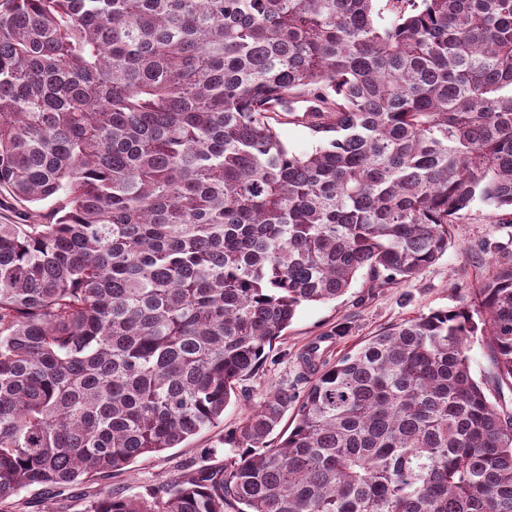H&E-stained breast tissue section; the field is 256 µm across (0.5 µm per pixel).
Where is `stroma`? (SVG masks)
<instances>
[{
  "instance_id": "stroma-1",
  "label": "stroma",
  "mask_w": 512,
  "mask_h": 512,
  "mask_svg": "<svg viewBox=\"0 0 512 512\" xmlns=\"http://www.w3.org/2000/svg\"><path fill=\"white\" fill-rule=\"evenodd\" d=\"M490 244L495 247L491 253L486 250ZM504 256H512V213L474 201L462 220L451 225L447 253L420 274L373 290L360 278L336 300L301 306L263 364L238 385L217 426L202 430L180 447L144 455L106 478L58 488H28L1 503L0 512H86L98 493L119 488L138 496L176 477L183 464L222 465L230 453L223 437L239 428L273 387L287 386L299 396L306 392L309 382L297 360L304 346L326 338L328 356L335 359L390 325L437 310L473 306L482 283ZM340 325L346 326L345 335H336Z\"/></svg>"
}]
</instances>
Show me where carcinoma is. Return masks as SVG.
Segmentation results:
<instances>
[{
    "instance_id": "1",
    "label": "carcinoma",
    "mask_w": 512,
    "mask_h": 512,
    "mask_svg": "<svg viewBox=\"0 0 512 512\" xmlns=\"http://www.w3.org/2000/svg\"><path fill=\"white\" fill-rule=\"evenodd\" d=\"M0 194L2 502L179 447L302 305L512 210V0H0ZM299 360L223 465L87 512H512V257L472 309ZM278 118L275 123L280 140L288 147V150L300 154L309 152L317 144L315 136L304 124L286 116ZM471 371L477 380L488 379L492 372V364L489 359L485 339L482 336H475L470 343Z\"/></svg>"
}]
</instances>
